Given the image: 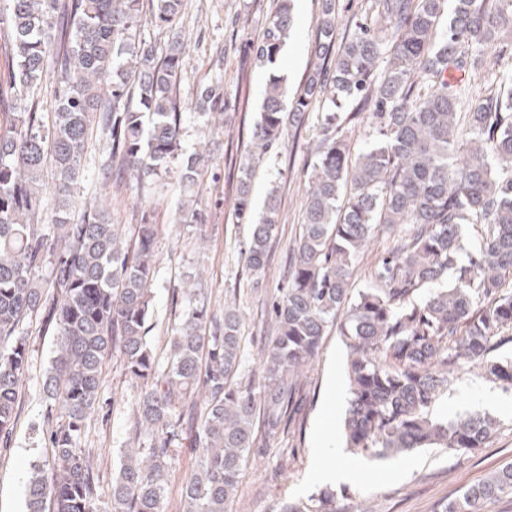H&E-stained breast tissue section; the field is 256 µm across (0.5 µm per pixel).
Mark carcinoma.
Returning <instances> with one entry per match:
<instances>
[{"mask_svg":"<svg viewBox=\"0 0 512 512\" xmlns=\"http://www.w3.org/2000/svg\"><path fill=\"white\" fill-rule=\"evenodd\" d=\"M153 22L171 26L184 0H153ZM140 0H7L0 7V436L17 417L28 370L24 327L34 320L57 336L42 382V428L51 459L32 464L27 512H164L173 448L190 438L197 469L181 489V512H229L251 449L296 418L303 369L336 328L350 350L346 447L370 457L415 448L471 451L496 431L493 418L467 413L451 421L431 408L459 362L484 356L512 330V71L481 74L484 57L512 47V0H375L372 24L336 37V0H321L302 86L288 96L270 78L239 164L234 215L251 225L244 249L259 292L279 232L270 198L254 217L253 159L322 108L302 224L288 286L270 304L272 336L260 351L259 377L237 380L244 360L242 316L224 318L187 293L188 307L160 356L149 340L157 224L126 238L100 211H69L83 177L94 128L105 136L103 169L114 180L158 177L172 162L195 182L206 157L180 143L177 81L184 43L164 58L136 40ZM444 31H439L443 15ZM292 28L291 0H279L254 59L272 65ZM52 63L57 112H39L38 88ZM228 97L213 84L194 109L222 112ZM367 118L374 139L351 151L349 125ZM55 171L53 234L38 224L44 169ZM185 223L206 234L203 214L181 207ZM379 232L392 246L371 287L349 297L353 267ZM50 267L42 277L44 267ZM451 281L419 303L416 294ZM116 355L136 384L138 448L122 451L112 498L102 504L88 455L80 448L100 399L105 360ZM485 374L512 388V358ZM208 392L199 424L184 427L199 388ZM512 494V465L466 488L441 512H485ZM279 512H341L328 491L286 501Z\"/></svg>","mask_w":512,"mask_h":512,"instance_id":"cac0c4a2","label":"carcinoma"}]
</instances>
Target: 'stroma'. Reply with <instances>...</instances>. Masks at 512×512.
Listing matches in <instances>:
<instances>
[{
    "instance_id": "obj_1",
    "label": "stroma",
    "mask_w": 512,
    "mask_h": 512,
    "mask_svg": "<svg viewBox=\"0 0 512 512\" xmlns=\"http://www.w3.org/2000/svg\"><path fill=\"white\" fill-rule=\"evenodd\" d=\"M183 13L173 27L152 21V0H142L137 37L164 54L173 38H182L186 50L179 70V95L189 108L182 114L184 153L203 151L206 168L195 183L183 182L180 168L170 165L152 191H143L135 178L124 183L105 180L101 161L105 144L94 135L82 161L86 177L73 188L75 210L83 206L106 208L113 223L133 233L135 224L150 219L159 234L155 246L154 305L148 333L156 351L187 301L184 289L202 285L215 315L224 313V297L243 289L241 334L244 361L240 381L257 370L258 352L267 340L269 320L265 299L288 283L292 249L305 204L311 151L319 134V115L310 111L298 130H290L279 147L261 157L252 181V207L261 213L268 198H276L280 229L271 244L263 295L246 293L251 275L242 250L250 227L237 223L234 202L238 178L228 167L231 154L244 151L250 139L264 90L270 77L283 78L289 91L304 82L311 66V43L320 13V0H292L293 28L276 65L255 64L248 50L277 0H184ZM206 84L222 85L233 103L221 116L210 118L192 110L197 92ZM189 204L202 210L208 224L205 240H197L192 225L180 223L178 209ZM56 338L33 323L28 327L29 368L20 388V406L8 441L0 440V512H26L25 485L30 466L50 459L40 436L45 404L42 380L49 367ZM348 349L337 332L325 336L307 369L303 405L288 432L262 440L253 448L243 471L232 512H277L288 500L318 492L309 481L316 448L335 450L353 472L350 482L333 485L342 512H439L458 492L512 463V389L490 380L482 362L465 364L437 399L433 414L445 420L464 413L486 414L498 422L496 433L481 448L463 453L446 448H418L400 459L370 458L345 448L342 420L346 410ZM136 390L126 378L119 358L108 359L101 376L99 407L88 420L82 447L96 459L97 493L109 501L112 478L120 467L121 452L133 439Z\"/></svg>"
}]
</instances>
